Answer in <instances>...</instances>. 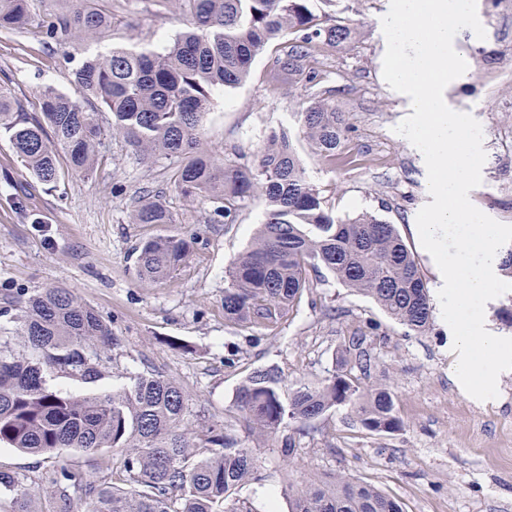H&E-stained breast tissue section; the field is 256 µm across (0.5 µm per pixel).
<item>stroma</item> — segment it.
Instances as JSON below:
<instances>
[{"instance_id":"obj_1","label":"stroma","mask_w":512,"mask_h":512,"mask_svg":"<svg viewBox=\"0 0 512 512\" xmlns=\"http://www.w3.org/2000/svg\"><path fill=\"white\" fill-rule=\"evenodd\" d=\"M388 3L337 0L338 16L351 20L361 35L350 47L320 56L316 85L270 90L266 73L275 52L258 56L243 84L216 91L203 147L228 163L253 160L271 132L297 133L300 112L331 93L339 110L352 117L358 164L335 169L302 148L310 181L336 217L367 211L396 224L431 286L437 269L416 226L427 202L426 174L418 154L394 131L406 116L405 102L382 76L378 22ZM64 7V0H32L28 29L0 33V84L27 111H38L45 86L71 91L72 59L113 44L160 52L188 23L155 0H111L109 33L93 42L60 44L44 37L43 23ZM477 12L486 37L461 31L459 51L469 77L450 87L448 99L483 129L486 161L471 203L512 225V10L501 0H477ZM175 165L160 156L139 160L124 141L107 137L92 172H65L48 191L0 136V342L24 353L17 334L19 295L66 284L99 313L119 343L109 350L98 382L82 384L54 373L51 388L88 395L156 371L181 385L189 420L221 424L236 420V393L252 370L277 367L283 392H291L338 366L345 340L356 330L371 356V379L385 378L392 386L403 431L372 434L346 410L329 411L295 432L292 453H284L278 439L256 442V469L235 498L253 512H291V489L343 473L397 499L403 512H512V370L500 374L495 399L476 400L456 376L452 331L441 313H434L426 335H410L372 300L334 282L303 296L274 333L254 339L251 330L224 318V275L262 221L265 202L249 200L235 223H210L209 202L185 201L169 182ZM146 191L163 195L177 223H130L129 213ZM162 232L193 236V252L172 277L143 282L135 249ZM329 306L334 314H326ZM120 462L111 448L91 454L62 448L47 457L0 446V470L40 492L59 467L109 483Z\"/></svg>"}]
</instances>
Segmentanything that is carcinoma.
<instances>
[{"label": "carcinoma", "instance_id": "cac0c4a2", "mask_svg": "<svg viewBox=\"0 0 512 512\" xmlns=\"http://www.w3.org/2000/svg\"><path fill=\"white\" fill-rule=\"evenodd\" d=\"M32 0H0V32L29 25ZM69 7L47 26V37L72 42L101 36L112 27L110 0H66ZM187 16L189 27L165 52L114 46L105 55L79 59L72 91L46 88L40 111L24 109L14 92L0 86V135L43 185L54 186L67 170L89 172L101 136L120 138L144 159H177L169 180L183 198L207 199L210 223L231 224L247 200H265L264 219L251 244L230 263L224 287V319L246 329L273 332L303 295L317 287L311 274L326 272L353 292L370 298L410 334L428 332L433 316L429 288L415 255L396 225L363 212L333 216L311 184L298 140L334 167L351 163L347 146L353 125L329 97L300 113L299 139L271 133L255 161L230 164L198 150L216 89L235 88L268 45H282L267 74L276 90L313 84L319 46L342 49L358 29L334 12L316 13L313 0H164ZM107 110V129L98 123ZM134 224L176 223L155 196L138 197ZM194 238L158 235L136 249L141 280L170 277L189 258ZM19 335L28 355L0 353V445L41 455L60 448L123 452L119 480L102 486L91 476L61 467L47 477L51 512H249L234 490L254 472V449L232 424L195 429L186 418L181 386L159 373H142L117 391L76 396L48 385L53 372L95 383L107 349L117 344L97 312L69 288L54 285L24 294ZM363 335L353 333L339 367L316 384L302 383L288 397L273 367L253 370L236 394L242 427L249 435L283 437L292 452L290 424L310 426L343 408L363 429L393 434L404 429L391 387H364L346 370L366 374L371 357ZM9 512H41V494L18 477L0 472ZM292 512H403L377 487L344 474H326L292 491Z\"/></svg>", "mask_w": 512, "mask_h": 512}]
</instances>
